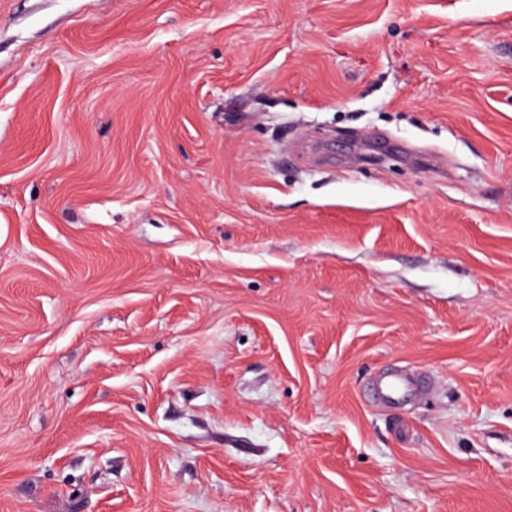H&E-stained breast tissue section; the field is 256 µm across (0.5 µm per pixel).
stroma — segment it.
<instances>
[{"label": "stroma", "mask_w": 512, "mask_h": 512, "mask_svg": "<svg viewBox=\"0 0 512 512\" xmlns=\"http://www.w3.org/2000/svg\"><path fill=\"white\" fill-rule=\"evenodd\" d=\"M0 512H512V0H0ZM418 384L409 376L396 374L385 378L379 385L381 397L388 402L397 400L404 395L416 393Z\"/></svg>", "instance_id": "obj_1"}]
</instances>
